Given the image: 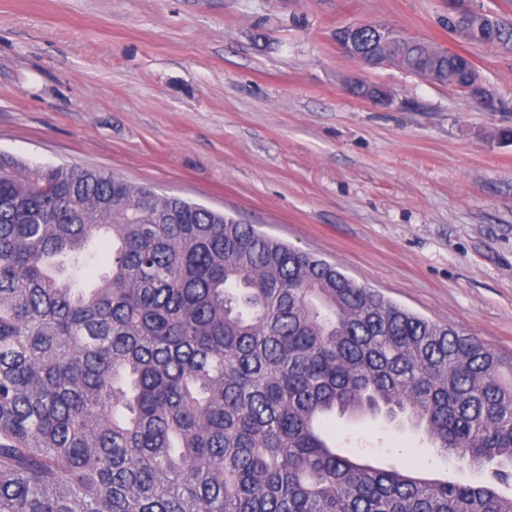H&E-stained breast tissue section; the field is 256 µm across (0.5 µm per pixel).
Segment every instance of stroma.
<instances>
[{"label":"stroma","instance_id":"35a3bbf8","mask_svg":"<svg viewBox=\"0 0 512 512\" xmlns=\"http://www.w3.org/2000/svg\"><path fill=\"white\" fill-rule=\"evenodd\" d=\"M371 21L466 49L491 105L342 54L336 28ZM505 129L512 54L464 46L448 0H0V154L234 215L510 356ZM328 430L375 466L480 478L407 423L336 415Z\"/></svg>","mask_w":512,"mask_h":512}]
</instances>
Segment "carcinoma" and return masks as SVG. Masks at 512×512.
Returning <instances> with one entry per match:
<instances>
[{"instance_id": "carcinoma-1", "label": "carcinoma", "mask_w": 512, "mask_h": 512, "mask_svg": "<svg viewBox=\"0 0 512 512\" xmlns=\"http://www.w3.org/2000/svg\"><path fill=\"white\" fill-rule=\"evenodd\" d=\"M449 30L512 53L511 19ZM391 57L487 100L466 56ZM334 412L404 414L484 478L358 463L317 430ZM0 512H512V358L226 213L0 154ZM111 249L108 244H102L98 248L97 256L84 266L78 274L80 286L88 284L94 277L106 271V264L110 260Z\"/></svg>"}]
</instances>
